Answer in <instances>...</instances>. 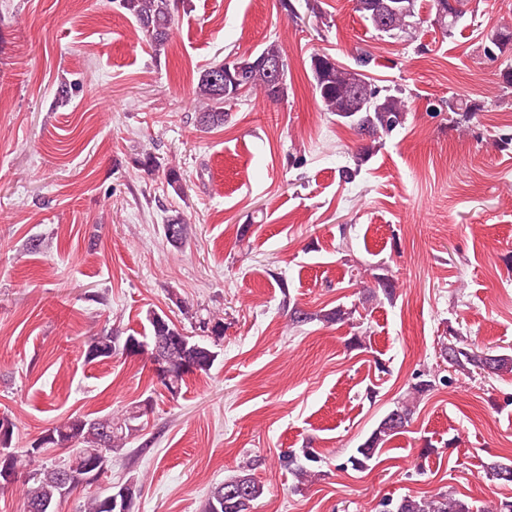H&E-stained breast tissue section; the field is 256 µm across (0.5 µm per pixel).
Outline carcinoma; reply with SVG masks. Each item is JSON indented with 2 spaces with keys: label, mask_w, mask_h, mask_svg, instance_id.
Masks as SVG:
<instances>
[{
  "label": "carcinoma",
  "mask_w": 512,
  "mask_h": 512,
  "mask_svg": "<svg viewBox=\"0 0 512 512\" xmlns=\"http://www.w3.org/2000/svg\"><path fill=\"white\" fill-rule=\"evenodd\" d=\"M385 0H354L355 10L374 30L388 36H408L412 33L413 18L416 15L417 0H397L399 7L389 17L388 27L378 24L379 10ZM437 22L446 31H452L465 16L464 6L468 0H454V12H448L447 0H432ZM180 0H119V7L129 14L145 31L159 52L170 39V29ZM487 39L494 49L501 53L512 50V30L500 28L490 33ZM264 60L281 63V81L275 85L262 65ZM371 62V56L361 53L356 56L354 66H346L332 56L322 53L310 57V71L313 90L325 111L336 115V120L353 128L359 135L375 143L403 125L406 105L403 97L391 93L367 80L362 69ZM234 63L249 64V87L262 91L272 101H280L288 96V63L280 45L272 41L254 55L241 57ZM241 87L232 81L224 80V63H216L203 69L198 77L196 96L203 102L197 122L206 129L219 127L227 121L226 106L237 101ZM189 224L180 215H174L163 225L164 237L168 243L183 248L189 241ZM375 287L370 289V298L382 295L393 300L395 288L385 275H373ZM353 310L337 306L327 311L309 312L297 306L290 311V320L304 325L315 320L326 323L344 322L350 319ZM148 333L137 336H122L113 329H106L93 337L88 344L86 357L90 361L107 360L116 355H126L131 346L140 348V354L153 353V347L162 343L170 360L179 364L189 359L195 364L194 372H208L213 367L219 352L217 347L224 336L223 319L217 316H197L198 327L210 332V337L197 339L180 330L167 316L148 311ZM440 356L452 359L454 373L470 375L484 372L487 357H492L490 374L501 376L512 373V354L482 349L468 342L457 333L448 336L442 344ZM450 383V377L437 374L427 375L411 387L406 398L398 401L372 430L368 438L356 448L341 468L355 471L370 468L383 446L393 437L405 432L412 421L416 404L436 383ZM138 414L131 412L124 418H114L110 414L89 417L75 415L50 429L57 446L71 450L69 457L61 464L48 466L39 463L43 448L34 445L22 450L14 449L16 424L7 417H0V429L10 428L9 439H0V452L8 456L10 469L14 475H25L23 512H53L55 502L62 500L58 475L65 468L77 466L85 469L93 458L108 463L112 453L125 447L134 431L132 421ZM284 467L293 476L292 490L297 491L314 482L321 472L314 469L320 457L311 448L300 452L290 451L283 455ZM486 476L506 483L512 482V463L493 461L486 467ZM112 489L90 497L84 504L83 512H112L107 507ZM264 495V487L251 474L242 470L211 489L205 501L203 512H253L255 502ZM379 512H512V501H502L491 508H477L472 503L456 496L451 491H443L430 497L406 494L397 500L384 498L380 501Z\"/></svg>",
  "instance_id": "1"
}]
</instances>
